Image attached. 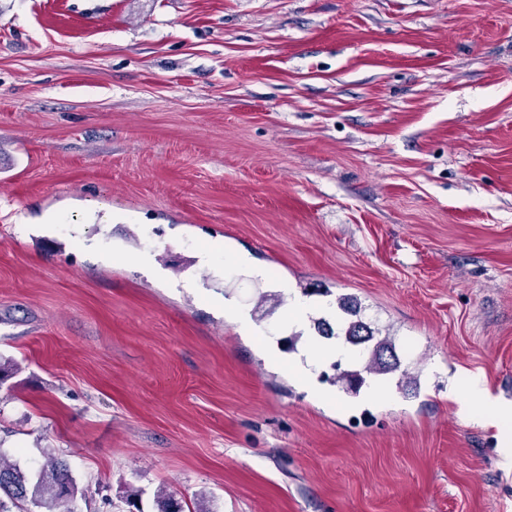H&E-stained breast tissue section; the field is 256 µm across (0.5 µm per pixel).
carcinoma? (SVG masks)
<instances>
[{
  "label": "carcinoma",
  "mask_w": 512,
  "mask_h": 512,
  "mask_svg": "<svg viewBox=\"0 0 512 512\" xmlns=\"http://www.w3.org/2000/svg\"><path fill=\"white\" fill-rule=\"evenodd\" d=\"M339 335L352 346L369 342L374 346L358 368H344L342 362H337L339 369L331 379L334 384L356 394L367 374L380 376L400 370L402 375H407V371L401 370L392 338L374 335L364 321L349 322ZM79 495H85V489L78 486L65 461L49 453L42 465L29 469L10 460L0 450V512H75L72 504Z\"/></svg>",
  "instance_id": "carcinoma-1"
}]
</instances>
